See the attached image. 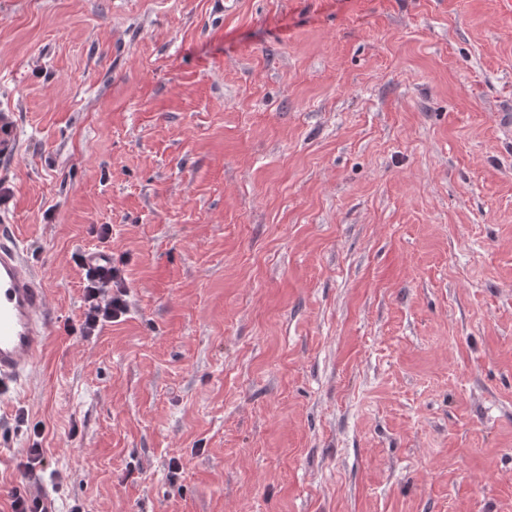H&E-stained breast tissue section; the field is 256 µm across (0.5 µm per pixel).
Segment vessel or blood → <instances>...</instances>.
Returning <instances> with one entry per match:
<instances>
[{
  "label": "vessel or blood",
  "mask_w": 512,
  "mask_h": 512,
  "mask_svg": "<svg viewBox=\"0 0 512 512\" xmlns=\"http://www.w3.org/2000/svg\"><path fill=\"white\" fill-rule=\"evenodd\" d=\"M16 149L13 115L0 113V155ZM50 304L19 244L0 243V396L13 393L36 365L49 333Z\"/></svg>",
  "instance_id": "obj_1"
}]
</instances>
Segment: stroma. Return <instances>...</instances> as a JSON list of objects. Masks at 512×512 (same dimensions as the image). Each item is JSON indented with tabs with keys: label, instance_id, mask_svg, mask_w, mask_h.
Segmentation results:
<instances>
[{
	"label": "stroma",
	"instance_id": "obj_1",
	"mask_svg": "<svg viewBox=\"0 0 512 512\" xmlns=\"http://www.w3.org/2000/svg\"><path fill=\"white\" fill-rule=\"evenodd\" d=\"M231 2L0 0V238L53 316L0 512H512L505 0ZM97 249L129 311L83 337ZM16 149V129L12 112L0 113V155H9Z\"/></svg>",
	"mask_w": 512,
	"mask_h": 512
}]
</instances>
